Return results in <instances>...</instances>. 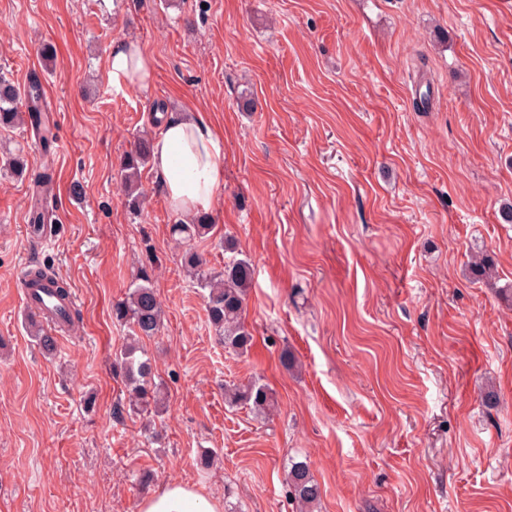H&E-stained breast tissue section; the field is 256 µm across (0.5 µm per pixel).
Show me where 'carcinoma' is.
<instances>
[{
    "label": "carcinoma",
    "mask_w": 512,
    "mask_h": 512,
    "mask_svg": "<svg viewBox=\"0 0 512 512\" xmlns=\"http://www.w3.org/2000/svg\"><path fill=\"white\" fill-rule=\"evenodd\" d=\"M27 98V112L20 110L21 96ZM46 110L41 82L33 78L26 92L9 78L0 75V128H13L33 119L36 136L43 149L52 147L48 134L50 130L41 118ZM151 154V142L146 136H139L134 146L121 163V178L124 186L126 204L133 213L142 210L145 196L139 191V169L146 164ZM52 173L44 172L34 183L31 205L28 211V223L38 232L43 224L54 221L53 214L44 206L50 199ZM213 229L211 217L201 215L193 224H175L172 234L186 242L207 236ZM184 267L195 278L197 285L207 290L206 312L209 324L213 327L224 347L235 352H244L253 343V334L246 325L243 314L246 296L252 281V269L249 262L239 259L224 265L221 271L205 269L206 262L198 253L187 249L183 255ZM472 280L491 282L498 277L497 265L487 253L472 256L469 265ZM29 274L48 280L55 286L56 294L63 298L70 292L69 284L54 272L45 268L29 270ZM116 319L130 324L132 336L120 353V367L123 371L129 407L135 412H146L151 402L157 401L151 391L149 381L153 376V365L140 342L158 334L161 327L162 309L157 294L150 284V277L143 272L139 281L134 283L126 298L113 306ZM77 313H71L64 322H54L31 315L27 329L38 347L46 354L56 350V333L74 323ZM224 400L230 406H247L258 414L268 412L274 405L272 394L265 385L251 381L243 385L229 386L224 389ZM286 483L291 498L298 504L300 512H313L321 500V488L310 472L305 461H294L286 473Z\"/></svg>",
    "instance_id": "cac0c4a2"
}]
</instances>
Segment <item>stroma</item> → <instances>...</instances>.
Segmentation results:
<instances>
[{
    "label": "stroma",
    "instance_id": "obj_1",
    "mask_svg": "<svg viewBox=\"0 0 512 512\" xmlns=\"http://www.w3.org/2000/svg\"><path fill=\"white\" fill-rule=\"evenodd\" d=\"M124 39L155 62L148 88L106 75ZM0 73L39 77L56 134L47 157L28 127L0 130V512H140L174 482L221 512H295L292 460L318 512H512V0H0ZM187 110L224 152L214 228L191 246L208 268H252L244 354L209 325L150 168L148 207L125 205L137 132ZM48 169L44 238L27 212ZM480 251L495 285L468 277ZM35 264L81 314L49 357L25 329ZM143 270L164 310L142 341L164 399L148 423L128 408L130 328L112 314ZM250 380L269 419L224 403ZM286 473L291 498L300 512H313L321 500V488L310 472L307 461H292Z\"/></svg>",
    "mask_w": 512,
    "mask_h": 512
}]
</instances>
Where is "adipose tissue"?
Wrapping results in <instances>:
<instances>
[{"label": "adipose tissue", "mask_w": 512, "mask_h": 512, "mask_svg": "<svg viewBox=\"0 0 512 512\" xmlns=\"http://www.w3.org/2000/svg\"><path fill=\"white\" fill-rule=\"evenodd\" d=\"M106 69L113 87L144 88L152 81L154 64L135 42L118 40L107 55ZM152 171L170 209L185 222L211 210L224 175V157L199 113L189 111L167 120L153 141ZM140 512H221V508L193 486L173 483L145 497Z\"/></svg>", "instance_id": "1"}]
</instances>
